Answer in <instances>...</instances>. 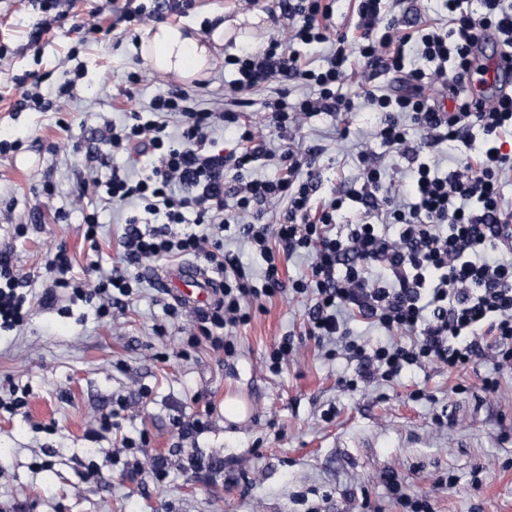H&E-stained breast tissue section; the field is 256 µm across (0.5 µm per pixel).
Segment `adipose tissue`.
Masks as SVG:
<instances>
[{
	"label": "adipose tissue",
	"instance_id": "ef3b65f1",
	"mask_svg": "<svg viewBox=\"0 0 512 512\" xmlns=\"http://www.w3.org/2000/svg\"><path fill=\"white\" fill-rule=\"evenodd\" d=\"M238 27L235 21L219 23L210 42L205 43L183 25L157 23L142 34L141 55L153 71L172 73L185 80L198 79L214 58L213 46L223 45Z\"/></svg>",
	"mask_w": 512,
	"mask_h": 512
}]
</instances>
